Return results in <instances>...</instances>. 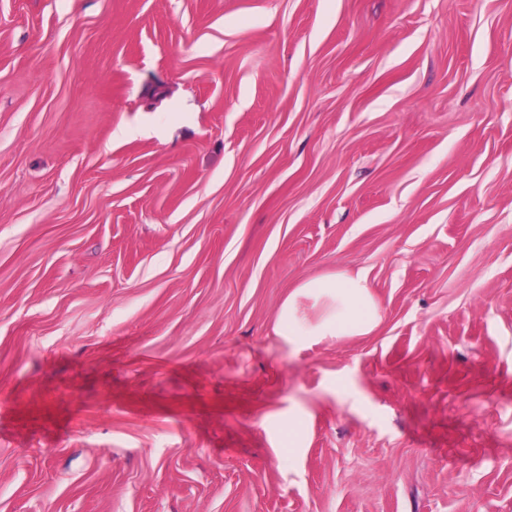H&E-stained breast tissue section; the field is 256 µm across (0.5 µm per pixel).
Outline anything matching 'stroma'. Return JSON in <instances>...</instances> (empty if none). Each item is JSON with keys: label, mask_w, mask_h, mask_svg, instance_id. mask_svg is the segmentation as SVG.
Segmentation results:
<instances>
[{"label": "stroma", "mask_w": 512, "mask_h": 512, "mask_svg": "<svg viewBox=\"0 0 512 512\" xmlns=\"http://www.w3.org/2000/svg\"><path fill=\"white\" fill-rule=\"evenodd\" d=\"M0 512H512V0H0ZM299 293L328 301V309L314 323L298 315L295 301L288 300L281 311L277 333L281 336H362L370 333L380 319L371 287L360 276L336 272L305 281Z\"/></svg>", "instance_id": "stroma-1"}]
</instances>
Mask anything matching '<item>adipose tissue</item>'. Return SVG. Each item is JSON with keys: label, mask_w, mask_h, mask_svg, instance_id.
Wrapping results in <instances>:
<instances>
[{"label": "adipose tissue", "mask_w": 512, "mask_h": 512, "mask_svg": "<svg viewBox=\"0 0 512 512\" xmlns=\"http://www.w3.org/2000/svg\"><path fill=\"white\" fill-rule=\"evenodd\" d=\"M301 294L327 300L328 308L316 323H308L297 312L294 301L281 311L277 333L281 336H362L380 319L370 286L362 276L344 272L300 284Z\"/></svg>", "instance_id": "adipose-tissue-1"}]
</instances>
